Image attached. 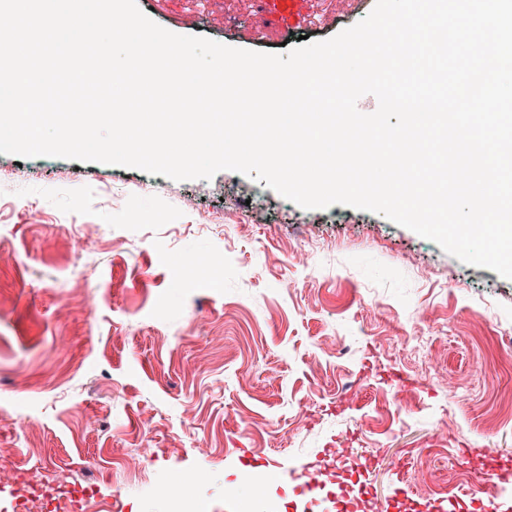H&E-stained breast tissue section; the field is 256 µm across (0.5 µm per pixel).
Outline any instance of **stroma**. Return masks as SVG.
Here are the masks:
<instances>
[{
  "label": "stroma",
  "mask_w": 512,
  "mask_h": 512,
  "mask_svg": "<svg viewBox=\"0 0 512 512\" xmlns=\"http://www.w3.org/2000/svg\"><path fill=\"white\" fill-rule=\"evenodd\" d=\"M276 3L137 0L172 33L273 54L310 20L324 40L376 0H300L285 21ZM187 197L240 226H201ZM77 224L100 225L102 242L76 250ZM203 253L223 255L220 275L186 266ZM501 335L512 279L382 215L306 210L230 170L174 181L0 154V448L24 461L129 488L174 475L219 512L225 483L257 461L298 470L345 444L379 494L423 500L440 486L452 501L512 457ZM144 421L155 459L132 476L113 462L140 446ZM398 455L401 472L387 465Z\"/></svg>",
  "instance_id": "stroma-1"
}]
</instances>
